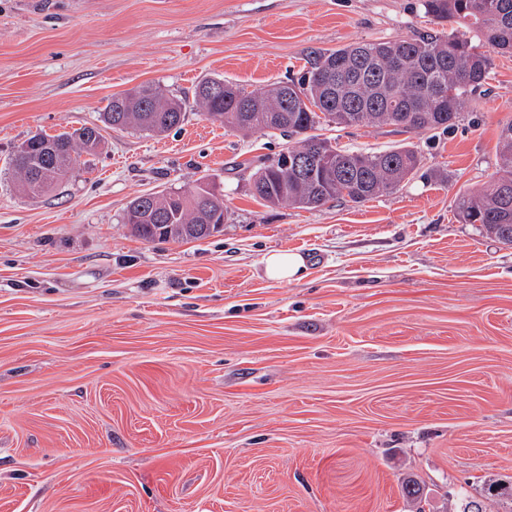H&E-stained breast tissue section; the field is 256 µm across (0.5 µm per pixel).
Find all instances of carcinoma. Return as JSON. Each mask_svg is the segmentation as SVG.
Here are the masks:
<instances>
[{
	"label": "carcinoma",
	"mask_w": 512,
	"mask_h": 512,
	"mask_svg": "<svg viewBox=\"0 0 512 512\" xmlns=\"http://www.w3.org/2000/svg\"><path fill=\"white\" fill-rule=\"evenodd\" d=\"M425 13L476 32L482 45L448 33L358 42L313 57L298 79L247 93L237 83L209 79L193 98L168 95L144 83L115 94L101 124L26 139L10 167L19 193L35 200L61 185L77 156L96 152L103 128H135L160 135L179 126L187 108L246 133L278 131L293 139L273 162L258 169L253 195L267 206L316 209L331 200L364 203L410 179L421 158L409 144L383 152L341 149L313 133L324 119L340 126L392 125L402 132L450 129L490 79L492 53L512 52V0H422ZM485 50H480V47ZM496 170L489 186L454 201L464 224L512 245V122L500 131ZM224 195L207 186L193 192L143 194L127 205L123 221L147 242L198 240L223 225ZM460 512H486L484 501L509 505L512 476L484 484L480 497L459 493Z\"/></svg>",
	"instance_id": "carcinoma-1"
}]
</instances>
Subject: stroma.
Segmentation results:
<instances>
[{"label":"stroma","mask_w":512,"mask_h":512,"mask_svg":"<svg viewBox=\"0 0 512 512\" xmlns=\"http://www.w3.org/2000/svg\"><path fill=\"white\" fill-rule=\"evenodd\" d=\"M450 28L421 0H0V512H458L459 489L512 475V245L454 213L495 171L512 55L450 131L321 122L422 158L361 204L262 205L252 161L287 139L193 109L161 136L106 131L37 200L7 169L145 82L251 92ZM201 183L228 209L206 239L124 224L134 197ZM278 250L300 280L266 278ZM265 275L276 282L298 280L305 271L304 258L296 253L274 251L264 258Z\"/></svg>","instance_id":"35a3bbf8"}]
</instances>
